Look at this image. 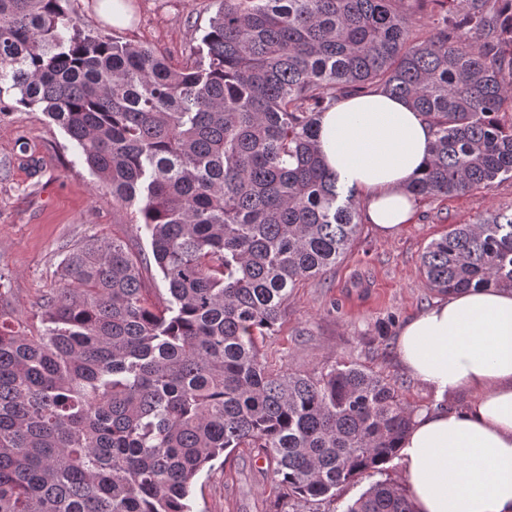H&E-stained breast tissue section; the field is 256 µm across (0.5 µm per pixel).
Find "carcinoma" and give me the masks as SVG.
<instances>
[{
    "instance_id": "1",
    "label": "carcinoma",
    "mask_w": 512,
    "mask_h": 512,
    "mask_svg": "<svg viewBox=\"0 0 512 512\" xmlns=\"http://www.w3.org/2000/svg\"><path fill=\"white\" fill-rule=\"evenodd\" d=\"M180 66L86 28L66 0H0V105L38 108L131 209L151 254L92 238L62 261L40 326L0 291V512H192L224 451L275 464L288 495L385 472L411 416L359 365L269 371L258 339L296 284L344 258L356 189L330 172L319 116L385 92L429 122L415 196L512 177V0H468L414 37L399 0H215ZM167 296L153 302L142 269ZM429 288L512 289V211L456 224L422 256ZM343 512H411L376 480Z\"/></svg>"
}]
</instances>
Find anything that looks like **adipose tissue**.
<instances>
[{"instance_id":"1","label":"adipose tissue","mask_w":512,"mask_h":512,"mask_svg":"<svg viewBox=\"0 0 512 512\" xmlns=\"http://www.w3.org/2000/svg\"><path fill=\"white\" fill-rule=\"evenodd\" d=\"M432 139L422 113L383 93L345 98L318 124L326 168L361 190L365 218L383 236L413 222L406 186ZM397 354L436 395L462 386L479 394L467 409L413 413L400 450L411 512H512V290L434 301L402 327Z\"/></svg>"}]
</instances>
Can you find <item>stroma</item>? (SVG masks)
Instances as JSON below:
<instances>
[{"instance_id":"stroma-1","label":"stroma","mask_w":512,"mask_h":512,"mask_svg":"<svg viewBox=\"0 0 512 512\" xmlns=\"http://www.w3.org/2000/svg\"><path fill=\"white\" fill-rule=\"evenodd\" d=\"M129 25L99 15L100 0H68L67 8L91 29L141 44L179 63L200 37L216 7L213 0H127ZM512 208V179L454 197H421L413 224L395 237L361 223L347 257L326 275L300 282L288 315L261 345L269 369L317 374L357 364L399 388L403 404L433 407V393L401 367L400 328L438 299L427 287L421 257L452 225L472 224L497 209ZM117 239L132 251H149L129 209L91 176L78 149L43 112L17 104L0 117V286L24 321L60 283L61 261L90 238ZM369 486L362 479L334 497L303 501L278 485L273 466L257 448H238L203 471L193 489V512H343Z\"/></svg>"}]
</instances>
